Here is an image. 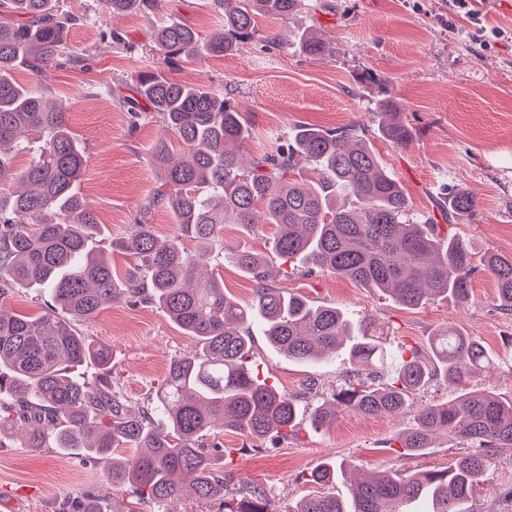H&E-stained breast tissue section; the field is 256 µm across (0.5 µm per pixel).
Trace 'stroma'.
<instances>
[{
  "instance_id": "stroma-1",
  "label": "stroma",
  "mask_w": 512,
  "mask_h": 512,
  "mask_svg": "<svg viewBox=\"0 0 512 512\" xmlns=\"http://www.w3.org/2000/svg\"><path fill=\"white\" fill-rule=\"evenodd\" d=\"M59 7L78 22L56 66L39 80L21 65L13 77L40 81L45 95L67 112L85 148L79 191L101 223L91 249L107 247L140 216L160 239L176 231L167 210H143L162 182L151 148L164 124L137 98L134 85L140 70L157 67L245 110L249 136L242 150L249 156L286 143L300 125L375 129L374 104L391 99L403 107L413 140L402 148L374 137L369 144L401 183L412 211L445 223L439 197L450 188L465 189L474 195L477 211L457 218L456 232L476 254L512 256V0H470L467 14L453 12L448 0H304L287 20L259 19L258 36L233 53L169 65L156 44L158 26L180 21L208 36L223 23L210 0H160L152 13H134L111 25L100 18L97 0H59ZM283 27L296 35L317 32L329 52L312 55L295 44L281 50L264 42L269 31ZM271 264L280 271L278 287L373 317L389 326L392 341L421 344L448 325L477 337L501 358L477 377L478 386L512 399V314L495 306V281L484 268L473 275L468 302L410 309L348 279L318 270L288 276L279 258ZM79 329L112 351L111 369L92 363L84 368L86 377L110 379L133 410L146 404L173 358L197 348L195 338L146 303H112ZM253 352L260 378L296 397L302 421L318 397L355 380L340 361L298 363L274 352L260 335L253 338ZM406 423L403 417L344 412L329 429L305 427L287 442H259L232 431L215 439L224 446L225 473L265 489L274 512H288L322 489L347 496L343 483L322 488L309 480L319 463L342 462L357 472L414 473L445 469L460 454L459 444L443 439L420 455L397 453L389 441ZM85 490L95 491L117 512H157L153 502L113 490L105 463L53 448H25L16 436L0 439V512H55Z\"/></svg>"
}]
</instances>
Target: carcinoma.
Wrapping results in <instances>:
<instances>
[{
    "instance_id": "1",
    "label": "carcinoma",
    "mask_w": 512,
    "mask_h": 512,
    "mask_svg": "<svg viewBox=\"0 0 512 512\" xmlns=\"http://www.w3.org/2000/svg\"><path fill=\"white\" fill-rule=\"evenodd\" d=\"M302 0H211L224 28L203 39L188 25L170 21L157 32L163 59H198L235 49L256 36V18L285 20ZM102 19L133 10L151 12L157 0H98ZM76 16L57 0H0V438L24 431L25 448L46 440L62 451L82 450L105 460L119 448L112 486L158 505L180 497L187 483L196 498L223 497L222 512H273L265 490L241 484L224 491V449L205 438L216 428L261 440L298 436L296 399L259 379L252 368V331L278 353L303 362L336 358L366 380L316 401L308 425L327 429L342 411L364 416L410 415L395 437L403 453L419 455L438 439L458 441L468 452L445 470L376 471L351 479V500L334 494L298 501L289 512H477L473 502L485 474L503 454L512 456V400L469 386L496 359L479 339L442 327L424 347L392 349L385 325L352 317L334 305L315 304L272 280L269 255L247 247L223 250V260L254 282L243 302L224 294V279L210 267L213 247L224 242V225L248 234L272 226L269 251L291 268H317L347 278L406 308L453 299L472 290L474 252L453 225L436 224L410 211L399 181L381 165L360 128L328 130L302 125L292 142L244 160L248 123L237 104L196 85L171 80L159 68L136 77L135 92L158 112L166 135L152 159L167 190L152 194L145 210L167 209L177 226L167 241L139 219L112 241V251L133 262L112 273L109 253L93 252L100 232L96 214L76 185L85 150L37 84L12 76L21 63L41 75L61 55ZM308 52L328 51L322 38L301 36ZM377 136L393 147L413 139L399 107L381 100L374 110ZM182 145L170 151L167 135ZM28 164L16 166L21 153ZM306 161L309 168L300 167ZM475 199L456 188L444 198L450 216L474 213ZM198 245L190 252L184 241ZM495 280L494 301L512 313V258H482ZM36 288L42 312L10 308L15 288ZM150 303L199 349L171 360L162 383L140 412L128 409L109 381L82 376L87 362L107 365L112 353L76 328L121 299ZM451 387L447 401L413 408V396L433 384ZM313 482L346 478L342 464L323 463ZM59 512H103L91 491L62 503Z\"/></svg>"
}]
</instances>
